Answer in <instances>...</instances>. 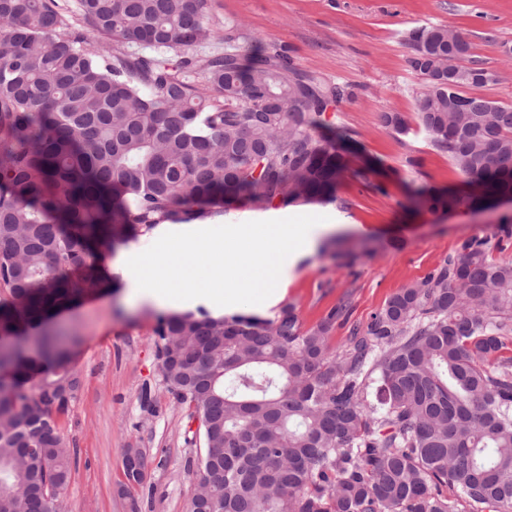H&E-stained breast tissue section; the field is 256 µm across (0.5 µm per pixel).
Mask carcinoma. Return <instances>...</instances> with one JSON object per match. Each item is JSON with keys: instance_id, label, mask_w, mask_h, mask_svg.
<instances>
[{"instance_id": "obj_1", "label": "carcinoma", "mask_w": 512, "mask_h": 512, "mask_svg": "<svg viewBox=\"0 0 512 512\" xmlns=\"http://www.w3.org/2000/svg\"><path fill=\"white\" fill-rule=\"evenodd\" d=\"M210 0H78L89 41L55 0H0V512H56L72 477L59 419L77 399L69 337L52 328L107 255L139 229L248 203L330 204L349 171L328 124L343 91L298 73L232 27L201 62L136 55L210 40ZM409 65L447 67L448 28L408 36ZM220 98L215 104L197 87ZM425 80L416 121L464 188L414 207L482 209L512 195V107ZM382 124L405 134L399 112ZM472 237L393 294L349 348L329 337L348 305L304 329L196 311L159 317L166 389L200 422L188 512H512V263Z\"/></svg>"}]
</instances>
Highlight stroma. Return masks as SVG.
<instances>
[{
	"label": "stroma",
	"instance_id": "1",
	"mask_svg": "<svg viewBox=\"0 0 512 512\" xmlns=\"http://www.w3.org/2000/svg\"><path fill=\"white\" fill-rule=\"evenodd\" d=\"M212 39L169 50L171 61L203 59L224 51V30L234 26L282 52L305 75L340 86L342 100L329 119L361 148L333 204L314 206L343 236L303 256L283 297L305 328L348 303L347 322L336 323L331 350L349 344L351 325H367L394 293L422 280L460 244L490 238L492 259L512 261V236H502V212L407 207L410 189H461L462 178L446 153L433 148L419 128L399 135L381 124L382 113L413 118L424 80L408 63L410 29L448 27L471 41L473 56L497 70L484 96L512 106V0H210ZM365 177H357V170ZM159 308L131 299L126 284L87 291L54 321L75 337L71 365L82 386L62 420L74 448L71 481L58 512H187L195 492L193 440L199 422L167 392L155 334ZM151 390L152 408L142 405ZM128 448L155 457L143 485L129 495L122 459Z\"/></svg>",
	"mask_w": 512,
	"mask_h": 512
}]
</instances>
